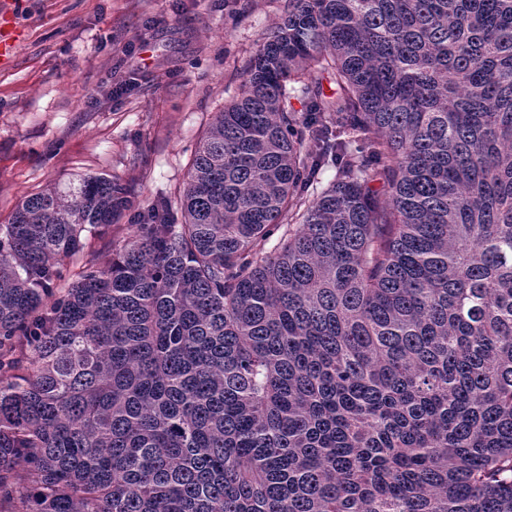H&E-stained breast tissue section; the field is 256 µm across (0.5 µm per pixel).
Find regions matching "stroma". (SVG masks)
Listing matches in <instances>:
<instances>
[{"instance_id":"stroma-1","label":"stroma","mask_w":512,"mask_h":512,"mask_svg":"<svg viewBox=\"0 0 512 512\" xmlns=\"http://www.w3.org/2000/svg\"><path fill=\"white\" fill-rule=\"evenodd\" d=\"M285 0H22L23 31L0 65V224L27 196L106 172L134 193L124 223L182 187L215 112ZM126 93L103 96L133 58Z\"/></svg>"}]
</instances>
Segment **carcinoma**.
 Returning a JSON list of instances; mask_svg holds the SVG:
<instances>
[{"mask_svg": "<svg viewBox=\"0 0 512 512\" xmlns=\"http://www.w3.org/2000/svg\"><path fill=\"white\" fill-rule=\"evenodd\" d=\"M134 205L0 224V512H512V0H286Z\"/></svg>", "mask_w": 512, "mask_h": 512, "instance_id": "carcinoma-1", "label": "carcinoma"}]
</instances>
